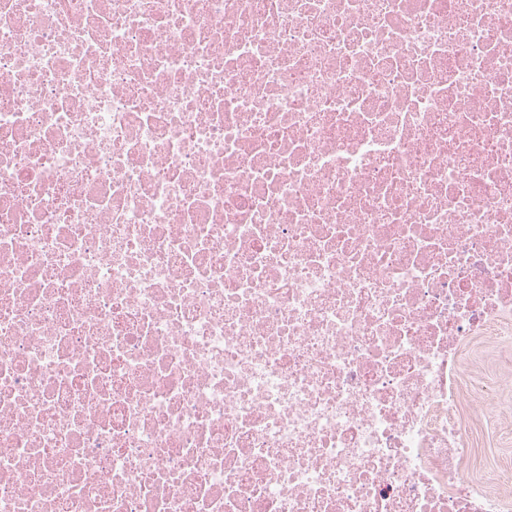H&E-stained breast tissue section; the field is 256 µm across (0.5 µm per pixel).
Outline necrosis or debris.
<instances>
[{
  "label": "necrosis or debris",
  "instance_id": "1",
  "mask_svg": "<svg viewBox=\"0 0 512 512\" xmlns=\"http://www.w3.org/2000/svg\"><path fill=\"white\" fill-rule=\"evenodd\" d=\"M512 0H0V512H512ZM479 452L484 460L489 464L501 463L506 465L508 462L512 465V445L504 448L499 444L498 439L491 432H485L478 439Z\"/></svg>",
  "mask_w": 512,
  "mask_h": 512
}]
</instances>
